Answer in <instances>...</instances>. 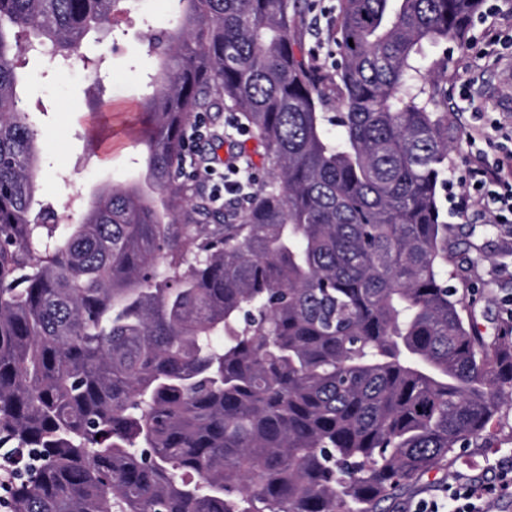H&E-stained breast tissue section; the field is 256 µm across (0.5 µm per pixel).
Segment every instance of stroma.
<instances>
[{
	"label": "stroma",
	"mask_w": 512,
	"mask_h": 512,
	"mask_svg": "<svg viewBox=\"0 0 512 512\" xmlns=\"http://www.w3.org/2000/svg\"><path fill=\"white\" fill-rule=\"evenodd\" d=\"M170 0H134L130 13L103 28L99 40L86 47V59L76 60L70 72L48 62L28 66L29 79L21 86L40 127L41 159L38 199L64 208L77 196H89L110 182L143 181L145 147L141 143L139 102L147 74L157 61L146 52L148 30L170 27ZM448 69L439 82L444 107L455 141L448 155L450 187L443 202L448 222L449 269L458 275L452 284L465 295L464 317L492 339L501 324L503 298L512 297V238L491 229V217L461 213L463 191L459 183L466 158L477 152L501 157L512 152V48L486 57L477 49L454 41L446 45ZM232 113L207 123L208 137L198 141L200 152L224 161L226 155L248 153L255 170H262V149L250 137L228 136L223 149H215L213 134L224 131ZM98 127L108 150L99 153L89 143L91 127ZM483 136L468 141L471 127ZM512 462V402L503 403L499 417L485 437L455 449L447 465L432 469L402 489L394 512H413L430 489L445 484L459 470L474 480L495 478L500 464Z\"/></svg>",
	"instance_id": "stroma-1"
}]
</instances>
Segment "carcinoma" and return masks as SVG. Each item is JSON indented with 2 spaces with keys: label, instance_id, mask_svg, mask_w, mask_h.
Wrapping results in <instances>:
<instances>
[{
  "label": "carcinoma",
  "instance_id": "obj_1",
  "mask_svg": "<svg viewBox=\"0 0 512 512\" xmlns=\"http://www.w3.org/2000/svg\"><path fill=\"white\" fill-rule=\"evenodd\" d=\"M130 2L0 0L6 512H377L512 399V328L486 341L448 284V62L414 66L484 0H339L333 116L298 0H172L148 40L154 194L104 184L67 216L36 199L19 77ZM218 104L268 171L228 211L185 175Z\"/></svg>",
  "mask_w": 512,
  "mask_h": 512
}]
</instances>
